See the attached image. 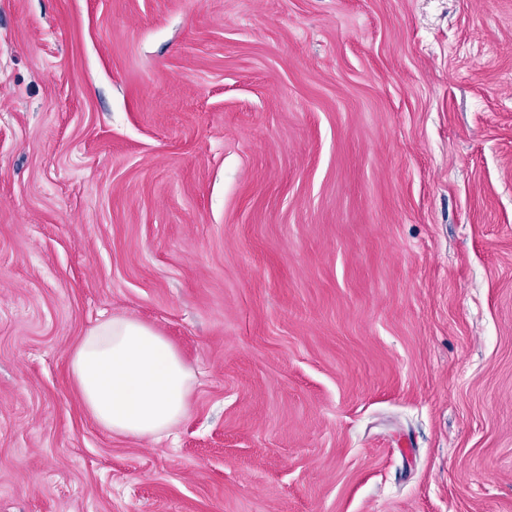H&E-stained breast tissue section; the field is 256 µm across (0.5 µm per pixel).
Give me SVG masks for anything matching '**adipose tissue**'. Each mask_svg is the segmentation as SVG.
Wrapping results in <instances>:
<instances>
[{
    "label": "adipose tissue",
    "mask_w": 512,
    "mask_h": 512,
    "mask_svg": "<svg viewBox=\"0 0 512 512\" xmlns=\"http://www.w3.org/2000/svg\"><path fill=\"white\" fill-rule=\"evenodd\" d=\"M70 371L86 411L114 435L155 440L188 415L189 369L165 336L139 320L99 324L72 353Z\"/></svg>",
    "instance_id": "adipose-tissue-1"
}]
</instances>
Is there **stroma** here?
<instances>
[{
  "label": "stroma",
  "mask_w": 512,
  "mask_h": 512,
  "mask_svg": "<svg viewBox=\"0 0 512 512\" xmlns=\"http://www.w3.org/2000/svg\"><path fill=\"white\" fill-rule=\"evenodd\" d=\"M0 512H512V0H0ZM70 371L86 411L112 435L159 439L189 412L192 375L169 340L129 317L99 324Z\"/></svg>",
  "instance_id": "35a3bbf8"
}]
</instances>
